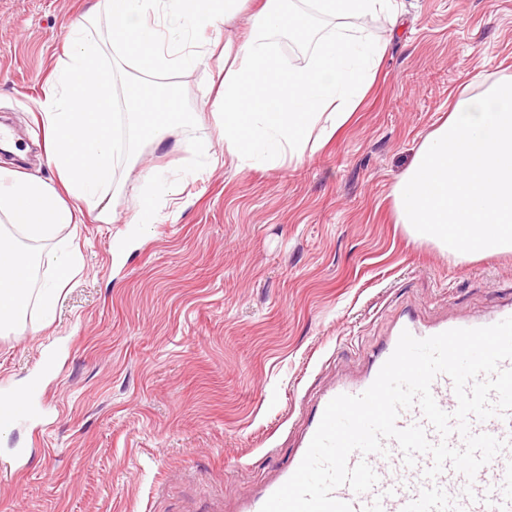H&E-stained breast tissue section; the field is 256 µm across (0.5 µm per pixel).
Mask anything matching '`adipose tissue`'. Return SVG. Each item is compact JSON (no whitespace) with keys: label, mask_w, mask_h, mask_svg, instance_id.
<instances>
[{"label":"adipose tissue","mask_w":512,"mask_h":512,"mask_svg":"<svg viewBox=\"0 0 512 512\" xmlns=\"http://www.w3.org/2000/svg\"><path fill=\"white\" fill-rule=\"evenodd\" d=\"M242 0H96L72 23L67 49L38 102L43 117L45 162L57 184L0 167V223L20 241L0 248V333L23 325L30 306L51 315L59 286L71 276L68 261L48 255L57 279L32 286L36 258L28 241L56 237L85 221L83 204L96 206L97 221L111 214L119 148L112 133L110 53L133 60L150 75L130 85L123 109L141 138L161 141L174 117V95L160 76L204 64L212 49L203 33L234 16ZM393 0H308L320 17L346 19V27L322 35L307 64L280 68L271 38L297 30L294 0H263L241 42L226 41L224 79L209 110L224 151L239 162H295L320 150L349 120L372 85L384 48L361 35L357 20L389 15ZM110 22L101 34L98 16Z\"/></svg>","instance_id":"1"}]
</instances>
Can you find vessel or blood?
<instances>
[{"instance_id": "b4317fda", "label": "vessel or blood", "mask_w": 512, "mask_h": 512, "mask_svg": "<svg viewBox=\"0 0 512 512\" xmlns=\"http://www.w3.org/2000/svg\"><path fill=\"white\" fill-rule=\"evenodd\" d=\"M508 317H512V303L483 317L445 318L433 323L423 321L412 312L402 314L389 336L369 356L368 368L362 377L338 380L319 395L306 418L293 456L271 480L239 499L238 512H260L266 500L298 468L327 404L341 394L358 395L364 392L394 352L402 331H409L417 338H426L455 328L489 326ZM431 390L441 409L447 412L456 409L457 398L449 377L438 376ZM470 427L472 432L488 433L508 443L504 451L478 471L474 482H467L462 474L450 467L445 468L434 481H427L423 472L431 464L430 457L418 456L416 466L407 467L397 443L388 439L384 442V453L364 456L355 452L349 457L353 465L367 461L379 477L377 485L360 495L355 494L349 486L342 485L334 490V498L350 503L353 512H512V412L503 418L471 420ZM468 484L475 492L471 500L463 494Z\"/></svg>"}]
</instances>
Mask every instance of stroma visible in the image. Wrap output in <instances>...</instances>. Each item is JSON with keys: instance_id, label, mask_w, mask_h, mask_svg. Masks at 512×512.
<instances>
[{"instance_id": "stroma-1", "label": "stroma", "mask_w": 512, "mask_h": 512, "mask_svg": "<svg viewBox=\"0 0 512 512\" xmlns=\"http://www.w3.org/2000/svg\"><path fill=\"white\" fill-rule=\"evenodd\" d=\"M95 0H0V124L23 165L49 182L35 105L69 26ZM396 21H364L385 44L377 79L322 150L288 164L222 156L203 105L216 61L178 75L188 119L161 144L125 112L109 205L31 243L79 254L51 322L30 309L0 334V392L44 377L51 427L0 429V512H234L283 467L315 399L364 371L398 316L477 317L512 303V253L459 263L396 224L392 190L460 88L512 75V0H397ZM163 169L159 202L126 265L112 242Z\"/></svg>"}]
</instances>
